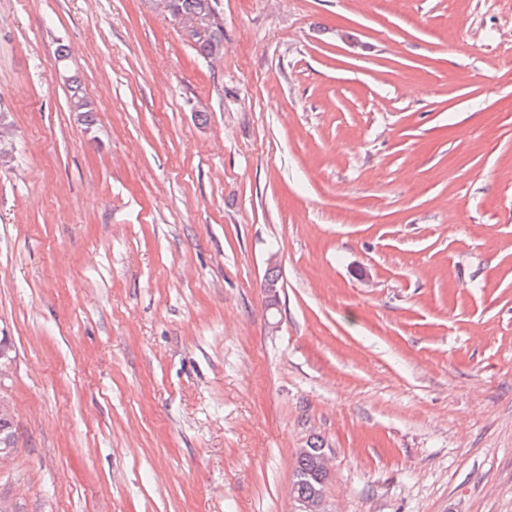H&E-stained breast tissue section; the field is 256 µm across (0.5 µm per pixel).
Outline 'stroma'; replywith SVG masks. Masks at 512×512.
<instances>
[{
	"instance_id": "obj_1",
	"label": "stroma",
	"mask_w": 512,
	"mask_h": 512,
	"mask_svg": "<svg viewBox=\"0 0 512 512\" xmlns=\"http://www.w3.org/2000/svg\"><path fill=\"white\" fill-rule=\"evenodd\" d=\"M219 9L0 0V512H512V0ZM175 12L171 7L168 0H159L166 11L170 12L174 19L179 24H185L187 22L193 24L188 27L187 30H195L197 33H209V19L213 17L215 8L212 1H208V12L207 16L197 15L194 17H186L185 15H192L202 11L205 0H171ZM179 12V13H178ZM182 13V14H181ZM199 52L208 58H220L223 52L224 44V22L222 17L217 13L212 19V33L204 39H196ZM16 356L13 349L0 344V464L13 453L16 439L13 423V412L7 396L5 395L4 379L9 375L15 363ZM10 417V418H6ZM11 446L12 448H7ZM327 454L321 445L311 444L297 453L294 472V494L299 507L321 510L327 480ZM309 511V512H311Z\"/></svg>"
}]
</instances>
